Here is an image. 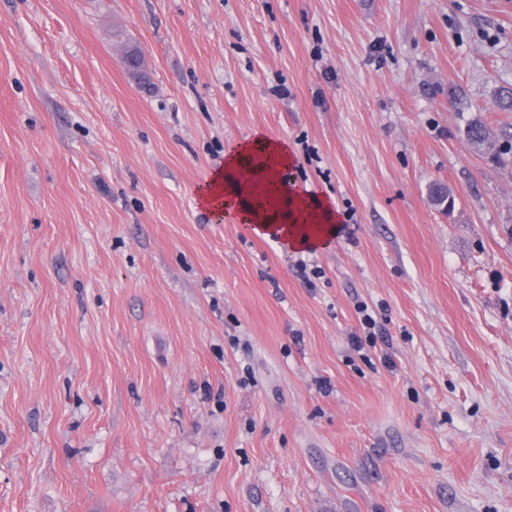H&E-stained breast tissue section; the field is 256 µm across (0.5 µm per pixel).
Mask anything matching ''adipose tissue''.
I'll return each instance as SVG.
<instances>
[{
  "label": "adipose tissue",
  "mask_w": 512,
  "mask_h": 512,
  "mask_svg": "<svg viewBox=\"0 0 512 512\" xmlns=\"http://www.w3.org/2000/svg\"><path fill=\"white\" fill-rule=\"evenodd\" d=\"M291 162L285 142L263 135L238 144L222 169L210 174L198 191L202 206L224 214L243 224L253 225L256 232L276 237L290 248H314L328 245L334 232L335 215L328 204L309 205L293 190L285 197L295 203L290 220H281L279 212L258 211L251 202L258 178H280Z\"/></svg>",
  "instance_id": "adipose-tissue-1"
}]
</instances>
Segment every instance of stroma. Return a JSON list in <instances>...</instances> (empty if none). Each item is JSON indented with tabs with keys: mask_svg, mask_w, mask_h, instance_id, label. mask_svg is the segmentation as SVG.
I'll return each instance as SVG.
<instances>
[{
	"mask_svg": "<svg viewBox=\"0 0 512 512\" xmlns=\"http://www.w3.org/2000/svg\"><path fill=\"white\" fill-rule=\"evenodd\" d=\"M503 86L512 0H0V512H512ZM259 132L327 247L199 205ZM464 133L475 149L485 150L486 153L498 158L503 154L501 147L498 146L501 136L490 129L481 119L474 118L470 120L465 126Z\"/></svg>",
	"mask_w": 512,
	"mask_h": 512,
	"instance_id": "1",
	"label": "stroma"
}]
</instances>
